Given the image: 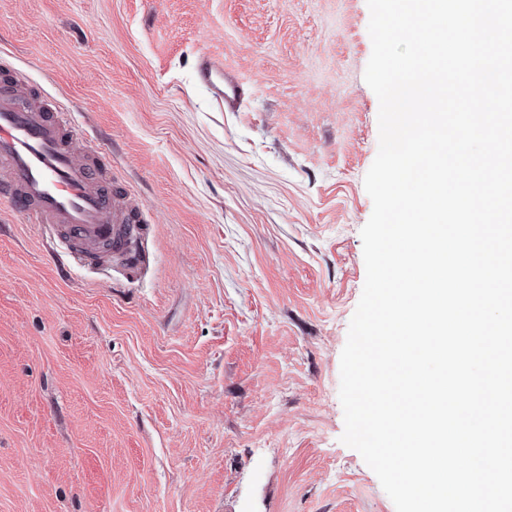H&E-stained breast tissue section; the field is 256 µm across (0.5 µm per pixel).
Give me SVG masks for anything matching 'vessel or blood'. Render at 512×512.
Here are the masks:
<instances>
[{
  "label": "vessel or blood",
  "instance_id": "vessel-or-blood-1",
  "mask_svg": "<svg viewBox=\"0 0 512 512\" xmlns=\"http://www.w3.org/2000/svg\"><path fill=\"white\" fill-rule=\"evenodd\" d=\"M221 111H237L243 83L221 57L202 52L195 71ZM0 202L41 225L74 265L124 253L125 274L143 272L147 226L138 205L112 189V169L70 111L30 103L16 84L0 82Z\"/></svg>",
  "mask_w": 512,
  "mask_h": 512
}]
</instances>
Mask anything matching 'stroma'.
<instances>
[{
  "label": "stroma",
  "instance_id": "1",
  "mask_svg": "<svg viewBox=\"0 0 512 512\" xmlns=\"http://www.w3.org/2000/svg\"><path fill=\"white\" fill-rule=\"evenodd\" d=\"M366 0H0V80L106 136L144 276L0 203V512H395L340 355L379 142ZM248 87L218 111L201 51Z\"/></svg>",
  "mask_w": 512,
  "mask_h": 512
}]
</instances>
